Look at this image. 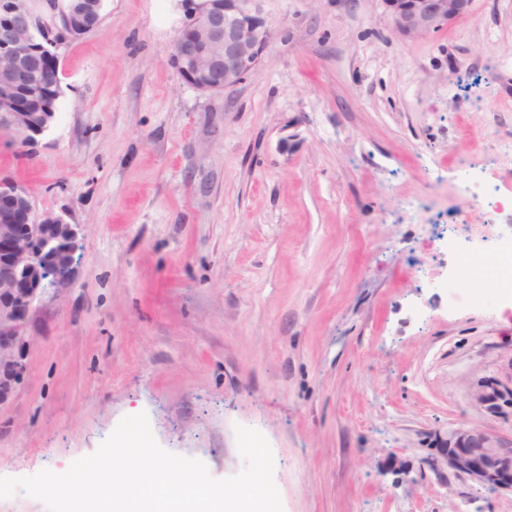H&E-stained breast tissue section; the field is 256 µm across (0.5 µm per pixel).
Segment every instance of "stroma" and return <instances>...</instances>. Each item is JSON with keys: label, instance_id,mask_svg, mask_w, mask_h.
I'll use <instances>...</instances> for the list:
<instances>
[{"label": "stroma", "instance_id": "obj_1", "mask_svg": "<svg viewBox=\"0 0 512 512\" xmlns=\"http://www.w3.org/2000/svg\"><path fill=\"white\" fill-rule=\"evenodd\" d=\"M275 38L244 83L204 93L169 62L181 0H104L62 54L59 118L0 135V176L81 232L72 286L27 324L0 404V477L65 472L146 413L167 451L239 473L261 432L283 512H512L438 451L512 438L477 405L512 358V303H451L416 266L479 244L458 164L512 193V0L405 39L380 0H259Z\"/></svg>", "mask_w": 512, "mask_h": 512}]
</instances>
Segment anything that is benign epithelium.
I'll return each mask as SVG.
<instances>
[{"instance_id":"obj_1","label":"benign epithelium","mask_w":512,"mask_h":512,"mask_svg":"<svg viewBox=\"0 0 512 512\" xmlns=\"http://www.w3.org/2000/svg\"><path fill=\"white\" fill-rule=\"evenodd\" d=\"M188 21L175 37L169 61L180 78L202 92L241 85L269 50L274 32L250 0H185ZM395 30L425 37L469 13L473 0H381ZM84 25V12L58 13L55 0H0V132L31 142L56 118L62 90L61 52ZM79 249V225L39 213L30 188L0 178V404L23 381L30 345L26 327L45 298L62 296ZM475 400L512 417V359L502 379L480 384ZM448 468L490 493L512 491V440L484 432L453 431Z\"/></svg>"}]
</instances>
